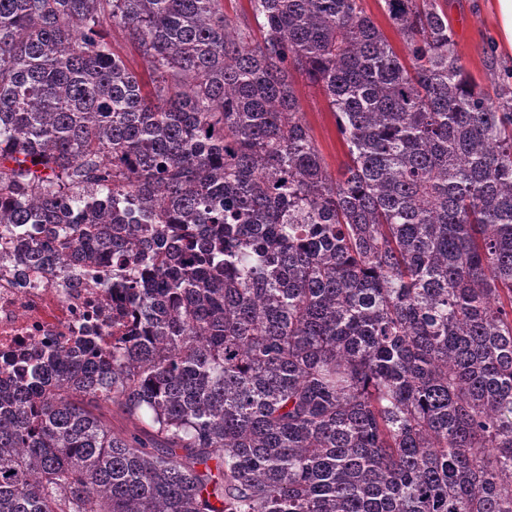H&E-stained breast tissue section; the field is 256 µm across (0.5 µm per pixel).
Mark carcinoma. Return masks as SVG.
Segmentation results:
<instances>
[{"mask_svg":"<svg viewBox=\"0 0 512 512\" xmlns=\"http://www.w3.org/2000/svg\"><path fill=\"white\" fill-rule=\"evenodd\" d=\"M382 2L405 58L363 0H0V226L112 264V342L0 365V512H512V85ZM111 38L114 48L120 52L136 69L140 72L146 71L147 64L140 57L136 49L124 40L119 29H114L111 32ZM290 80L294 84L305 123L321 152L324 164L329 173L337 176L348 160V149L338 132L336 116L318 86L295 70L290 71Z\"/></svg>","mask_w":512,"mask_h":512,"instance_id":"obj_1","label":"carcinoma"}]
</instances>
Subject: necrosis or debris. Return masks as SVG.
Returning a JSON list of instances; mask_svg holds the SVG:
<instances>
[{
	"instance_id": "necrosis-or-debris-1",
	"label": "necrosis or debris",
	"mask_w": 512,
	"mask_h": 512,
	"mask_svg": "<svg viewBox=\"0 0 512 512\" xmlns=\"http://www.w3.org/2000/svg\"><path fill=\"white\" fill-rule=\"evenodd\" d=\"M18 241L0 230V361L43 355L47 346L73 344L83 328L112 334V295L104 273L63 279L20 269Z\"/></svg>"
}]
</instances>
